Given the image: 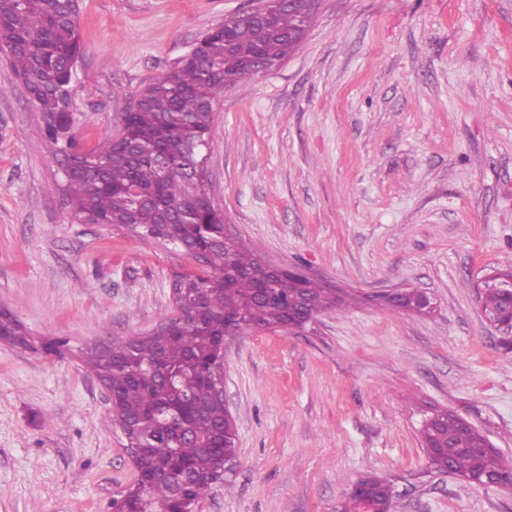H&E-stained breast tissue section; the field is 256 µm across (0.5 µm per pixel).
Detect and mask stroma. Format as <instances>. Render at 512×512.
Wrapping results in <instances>:
<instances>
[{"instance_id":"1","label":"stroma","mask_w":512,"mask_h":512,"mask_svg":"<svg viewBox=\"0 0 512 512\" xmlns=\"http://www.w3.org/2000/svg\"><path fill=\"white\" fill-rule=\"evenodd\" d=\"M258 0H81L73 131L116 135L131 96ZM22 84L0 62V512H106L137 477L82 350L176 317L191 257L76 224ZM205 172L233 234L335 289L305 330L224 341L236 455L198 512H343L372 475L400 512H512V491L434 471L425 414L512 459V336L483 279L512 269V0H319L298 50L225 89ZM416 290L418 314L387 302ZM1 333L16 346L27 347L29 345L28 335L24 326L17 319L3 312L0 313Z\"/></svg>"}]
</instances>
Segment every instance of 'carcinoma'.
<instances>
[{
    "mask_svg": "<svg viewBox=\"0 0 512 512\" xmlns=\"http://www.w3.org/2000/svg\"><path fill=\"white\" fill-rule=\"evenodd\" d=\"M273 23L256 27L232 17L197 40L194 56L181 58L163 76L133 96L122 115V142L91 150L78 147L69 110L73 78L83 46L79 0H0V53L9 75L26 89L40 132L60 157L72 218L80 224H110L143 240L205 252L204 272L173 283L182 315L144 336L112 338L83 350V362L112 395V422L140 449L143 469L121 496L123 512H196L224 481V456L236 451L234 424L224 401L211 395L216 345L229 325L276 329L299 297L288 281L271 285L263 299L252 271L260 266L248 242L224 237V215L215 209L204 178L196 175L210 148L217 102L224 89L251 81L279 65L301 42L313 12L288 0H267ZM321 310L339 307L336 293L304 279ZM485 312L502 304V289L487 286ZM0 334L29 345L24 326L0 313ZM446 432V459L431 457L440 471L470 482L507 479L508 463L493 449L475 457L465 449L481 438L450 417L436 427L426 417L421 442ZM373 491L370 507L398 512L392 484L374 476L356 482L351 494Z\"/></svg>",
    "mask_w": 512,
    "mask_h": 512,
    "instance_id": "carcinoma-1",
    "label": "carcinoma"
}]
</instances>
